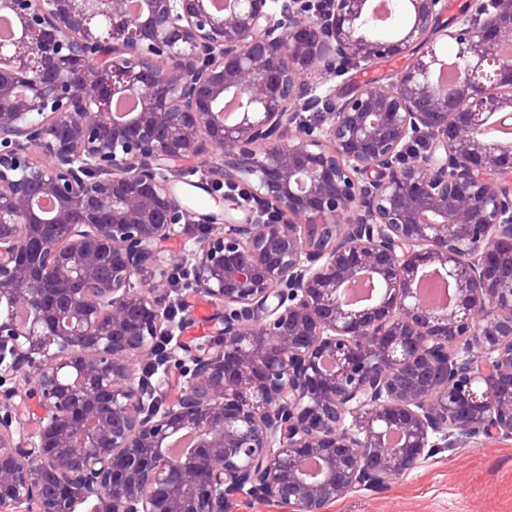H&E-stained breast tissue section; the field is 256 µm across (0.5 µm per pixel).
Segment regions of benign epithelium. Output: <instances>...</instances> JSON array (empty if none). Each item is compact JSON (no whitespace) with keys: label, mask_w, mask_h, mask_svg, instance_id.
<instances>
[{"label":"benign epithelium","mask_w":512,"mask_h":512,"mask_svg":"<svg viewBox=\"0 0 512 512\" xmlns=\"http://www.w3.org/2000/svg\"><path fill=\"white\" fill-rule=\"evenodd\" d=\"M371 4L0 0V512H224L235 493L325 512L438 448L512 436V141L483 135L512 120V0H469L455 24L448 0H400L390 38ZM450 44L459 78L438 85ZM406 56L331 85L342 59ZM200 164L214 210L176 261L197 213L171 174ZM173 263L213 332L169 352L180 389L158 375L150 407L139 366L177 320ZM428 267L457 286L445 315L412 288ZM364 275L381 296L351 306ZM413 360L444 386L405 381ZM185 432L195 448L170 458ZM408 62L407 58H399L385 61L370 69H360L352 67L349 69L348 74L344 77H350L351 82L355 84H367L372 81L381 79L386 75L399 70L404 67ZM365 76H369V80H365Z\"/></svg>","instance_id":"obj_1"}]
</instances>
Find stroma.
<instances>
[{
	"label": "stroma",
	"instance_id": "35a3bbf8",
	"mask_svg": "<svg viewBox=\"0 0 512 512\" xmlns=\"http://www.w3.org/2000/svg\"><path fill=\"white\" fill-rule=\"evenodd\" d=\"M327 512H512V438L440 449L389 489L354 491Z\"/></svg>",
	"mask_w": 512,
	"mask_h": 512
}]
</instances>
